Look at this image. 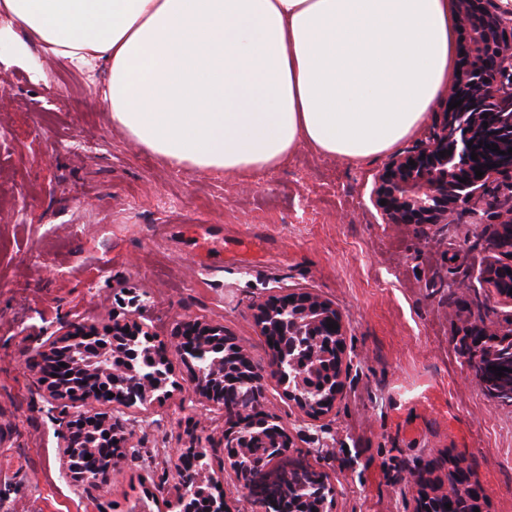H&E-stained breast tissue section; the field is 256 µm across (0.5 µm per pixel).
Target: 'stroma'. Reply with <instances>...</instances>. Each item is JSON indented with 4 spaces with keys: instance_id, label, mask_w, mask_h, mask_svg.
<instances>
[{
    "instance_id": "1",
    "label": "stroma",
    "mask_w": 512,
    "mask_h": 512,
    "mask_svg": "<svg viewBox=\"0 0 512 512\" xmlns=\"http://www.w3.org/2000/svg\"><path fill=\"white\" fill-rule=\"evenodd\" d=\"M14 53L0 43V512H162L197 441L230 512H261L224 465L223 413L176 397L137 422L135 453L103 487L65 479L37 334L136 309L165 341L199 319L245 342L293 454L334 486L335 512H412L405 473L442 478L452 458L485 489L486 512H512V405L484 394L459 351L468 329L512 314L482 282L499 257L492 199L479 224L465 210L450 224H385L371 200L381 158L302 147L257 176L175 167L113 128L86 73L35 45L27 60ZM297 288L342 312L354 361L321 428L283 396L253 319L258 298Z\"/></svg>"
}]
</instances>
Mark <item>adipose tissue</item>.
<instances>
[{
  "label": "adipose tissue",
  "instance_id": "adipose-tissue-1",
  "mask_svg": "<svg viewBox=\"0 0 512 512\" xmlns=\"http://www.w3.org/2000/svg\"><path fill=\"white\" fill-rule=\"evenodd\" d=\"M16 32L102 69L113 126L173 166L361 163L410 139L457 74L455 0H0Z\"/></svg>",
  "mask_w": 512,
  "mask_h": 512
}]
</instances>
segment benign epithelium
I'll return each instance as SVG.
<instances>
[{
    "instance_id": "1",
    "label": "benign epithelium",
    "mask_w": 512,
    "mask_h": 512,
    "mask_svg": "<svg viewBox=\"0 0 512 512\" xmlns=\"http://www.w3.org/2000/svg\"><path fill=\"white\" fill-rule=\"evenodd\" d=\"M458 20L466 31L468 51L460 75L448 85V101L463 99L445 112L443 120L424 140L411 149L391 156L375 180L372 201L384 224H446L457 211L469 207L488 192L491 185L503 194L496 212L498 251L509 262L490 266L487 282L504 302L512 305V290L499 285L504 270L512 271V0H455ZM473 143L468 147L467 143ZM494 143L495 152L486 145ZM445 151L447 155L440 156ZM477 159L471 158V153ZM414 161L416 166L409 165ZM484 175L476 178L474 168ZM468 178L462 183L460 179ZM386 204H380V201ZM302 312V332L310 336L309 361L313 369L329 367L321 387L324 396L312 398L302 389L286 385L284 395L310 424L327 419L342 397L351 360L347 354V327L343 314L330 302L311 291L268 294L255 303L254 319L268 337L272 364L293 368L298 359L287 353L281 337L288 335V312ZM334 322L336 329L328 328ZM512 337V314L506 325L473 331L466 339V355L486 351L489 336ZM45 340L36 349L45 386V400L59 425V462L62 473L78 488L100 487L108 481L110 468L88 471L74 464L79 438L76 422H100L112 436L114 447L134 453L131 420L126 415L137 406L150 411L161 407L175 394L202 407L224 409L235 426L224 431V447L234 468L251 448L250 438L263 442L270 452L279 444L292 447L291 437L278 418L264 407V375L250 360L240 340L220 324L182 320L176 324L169 346L160 343L152 327L139 312H114L102 326L66 322L57 329H44ZM190 365L189 378L176 373L171 354ZM63 358L74 368L73 381L64 369L50 364ZM114 397H109V394ZM110 400L112 411L101 413L77 402ZM204 452L198 446L181 456L180 481L168 509L192 512L190 502L208 500L207 512H227L224 497L216 498L210 488L217 477L205 475ZM408 481L417 487L414 512H439L447 500L445 487L428 474L413 472ZM470 498L457 512L483 508L484 491L468 486Z\"/></svg>"
}]
</instances>
